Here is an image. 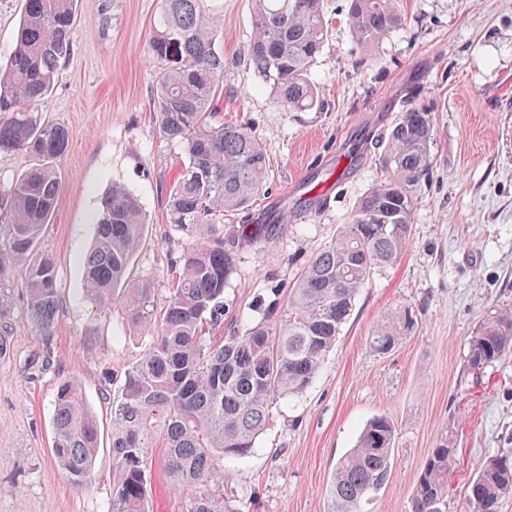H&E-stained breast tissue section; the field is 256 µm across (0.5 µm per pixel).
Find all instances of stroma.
I'll return each instance as SVG.
<instances>
[{"instance_id": "stroma-1", "label": "stroma", "mask_w": 512, "mask_h": 512, "mask_svg": "<svg viewBox=\"0 0 512 512\" xmlns=\"http://www.w3.org/2000/svg\"><path fill=\"white\" fill-rule=\"evenodd\" d=\"M160 0H78L77 28L41 110L63 126L58 204L40 240L55 261L54 333L29 321L20 275L0 283L11 351L0 358V512H108L112 454L101 448L89 483L72 485L52 455L58 383L77 382L109 433L108 399L145 350L120 311L101 314L87 295L83 259L112 184L141 200L148 217L133 278H151L163 306L169 268L187 244L166 221L167 191L186 158L160 137L153 108L156 65L147 43ZM403 29L365 56L348 24L350 0H325L327 40L310 79L322 101L309 112L277 106L246 61L252 0H220L225 119L246 123L269 158L264 195L249 220L289 216L276 246L239 247L230 297L254 304L288 287L307 259L347 223L381 177L379 148L350 146L390 128L408 103L433 116V169L400 260L374 274L303 397L283 400L254 452L228 459L224 496L248 512H327L338 459L363 425L388 416L396 428L387 484L363 512H411L421 469L441 435L457 459L448 512H459L480 464L512 455V355L468 373V340L491 307H512V0H399ZM322 196L319 210L303 199ZM412 307L414 332L389 353L374 351L375 326ZM50 354L46 369L31 362Z\"/></svg>"}]
</instances>
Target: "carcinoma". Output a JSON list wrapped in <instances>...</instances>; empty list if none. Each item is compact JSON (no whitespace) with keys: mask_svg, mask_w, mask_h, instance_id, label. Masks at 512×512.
I'll return each mask as SVG.
<instances>
[{"mask_svg":"<svg viewBox=\"0 0 512 512\" xmlns=\"http://www.w3.org/2000/svg\"><path fill=\"white\" fill-rule=\"evenodd\" d=\"M209 2L161 0L147 47L157 64L159 134L179 140L187 158L169 190L166 221L191 244L171 265L165 305L154 306L151 278L128 279L146 221L127 187L114 184L106 195L85 262L86 289L98 310L120 307L129 327L147 340L112 398L110 512H150L151 448L162 449L170 488L192 490L186 512H243L224 501L219 463L249 456L277 403L309 388L370 277L403 255L432 172V116L412 106L382 143L383 178L360 198L350 221L307 261L288 292L270 288L267 302L224 328L240 242L272 244L288 225L224 223L261 194L269 163L256 134L216 109L224 54ZM76 7L77 0H23L15 46L0 67V153L21 150L35 160L0 187V226L9 235L8 249L0 251V280L24 267L28 314L43 336L54 328L58 288L40 234L56 210L61 178L55 162L69 139L39 109L70 54ZM348 20L356 44L371 54L404 24L398 0H351ZM325 41L324 0H254L247 60L282 109L320 106L309 71ZM416 326L417 316L405 307L375 328L370 344L388 353ZM511 352L512 308L493 307L469 339L467 369L477 373ZM53 406V458L72 484L83 486L99 452L98 421L75 381L60 382ZM394 440L388 417L365 425L336 462L329 512H362L389 479ZM456 454L453 438L442 436L414 486L411 512H448ZM510 494L512 458L493 456L474 474L463 512H497Z\"/></svg>","mask_w":512,"mask_h":512,"instance_id":"carcinoma-1","label":"carcinoma"}]
</instances>
